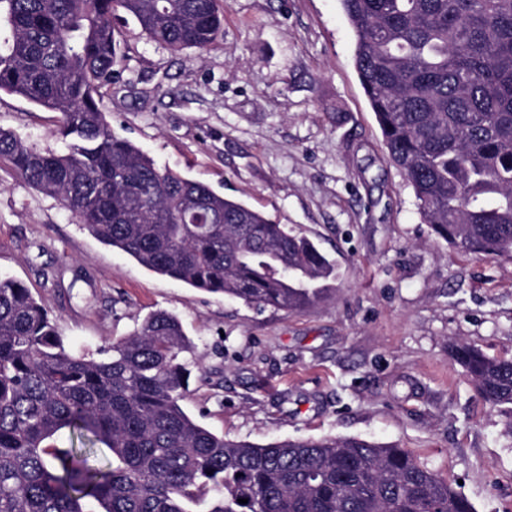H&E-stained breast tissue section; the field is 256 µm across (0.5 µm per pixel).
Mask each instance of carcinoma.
Instances as JSON below:
<instances>
[{
  "instance_id": "cac0c4a2",
  "label": "carcinoma",
  "mask_w": 512,
  "mask_h": 512,
  "mask_svg": "<svg viewBox=\"0 0 512 512\" xmlns=\"http://www.w3.org/2000/svg\"><path fill=\"white\" fill-rule=\"evenodd\" d=\"M341 4L421 222L455 253L512 257V0ZM118 10L173 50H205L224 25L218 0H0V92L58 113L65 144L0 129V158L156 274L258 309L324 299L336 266L311 240L112 132L99 102L118 63ZM192 348L167 311L96 352L69 345L29 288L0 277V512H475L403 448L260 446L197 424L182 406ZM450 356L506 408L512 437V359L466 343Z\"/></svg>"
}]
</instances>
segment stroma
<instances>
[{
  "label": "stroma",
  "mask_w": 512,
  "mask_h": 512,
  "mask_svg": "<svg viewBox=\"0 0 512 512\" xmlns=\"http://www.w3.org/2000/svg\"><path fill=\"white\" fill-rule=\"evenodd\" d=\"M101 108L168 167L303 233L336 263L323 301L258 310L154 274L0 159V276L91 349L175 314L196 344L185 411L235 441L360 437L404 448L476 512H512V437L448 355L512 358V259L460 256L421 223L386 157L340 0H224L206 50L113 19ZM57 113L0 93V128L61 149Z\"/></svg>",
  "instance_id": "obj_1"
}]
</instances>
